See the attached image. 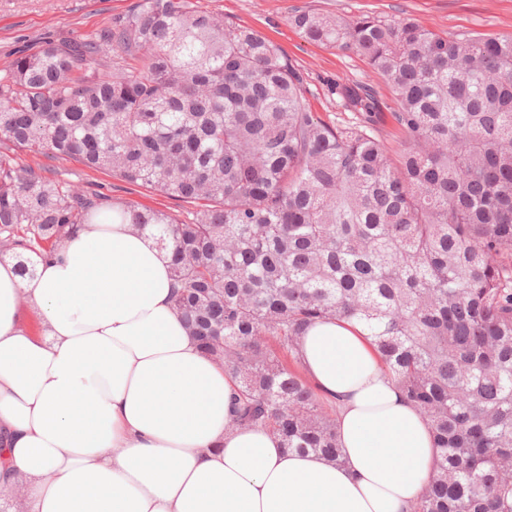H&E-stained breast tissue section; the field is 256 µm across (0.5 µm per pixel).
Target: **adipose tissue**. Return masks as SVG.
Masks as SVG:
<instances>
[{"mask_svg": "<svg viewBox=\"0 0 512 512\" xmlns=\"http://www.w3.org/2000/svg\"><path fill=\"white\" fill-rule=\"evenodd\" d=\"M172 284L169 250L108 213L33 274L0 260V493L22 512H412L432 435L359 326L325 320L300 344L339 409L336 466L232 427L234 382Z\"/></svg>", "mask_w": 512, "mask_h": 512, "instance_id": "obj_1", "label": "adipose tissue"}]
</instances>
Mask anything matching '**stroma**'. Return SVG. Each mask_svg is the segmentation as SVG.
<instances>
[{
	"label": "stroma",
	"mask_w": 512,
	"mask_h": 512,
	"mask_svg": "<svg viewBox=\"0 0 512 512\" xmlns=\"http://www.w3.org/2000/svg\"><path fill=\"white\" fill-rule=\"evenodd\" d=\"M136 0H0V71L16 58L39 51L46 41L91 39L128 14ZM203 7L223 14L226 22L259 30L283 51L300 75L306 101L325 120L358 122L331 95V82L344 78L371 88L379 105L375 126L379 137L396 147L398 131L391 117L392 91L386 80L349 49L327 47L303 39L289 24L297 10L340 16L373 13L391 20L413 18L440 34L496 32L512 34V0H200ZM18 161L42 175L66 182L88 195L108 196L116 202H136L177 217L191 211L190 203L166 197L150 187L126 182L103 169L74 158L49 159L17 151Z\"/></svg>",
	"instance_id": "stroma-1"
}]
</instances>
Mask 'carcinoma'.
I'll use <instances>...</instances> for the list:
<instances>
[{
  "label": "carcinoma",
  "mask_w": 512,
  "mask_h": 512,
  "mask_svg": "<svg viewBox=\"0 0 512 512\" xmlns=\"http://www.w3.org/2000/svg\"><path fill=\"white\" fill-rule=\"evenodd\" d=\"M307 41L354 50L393 92L312 111L282 50L195 0H138L95 39L0 76V141L200 208L186 219L91 198L0 151V252H54L111 211L173 245L174 303L236 382L232 424L343 463L336 406L301 370L310 325L355 320L433 430L414 512H512V34L296 11Z\"/></svg>",
  "instance_id": "1"
}]
</instances>
